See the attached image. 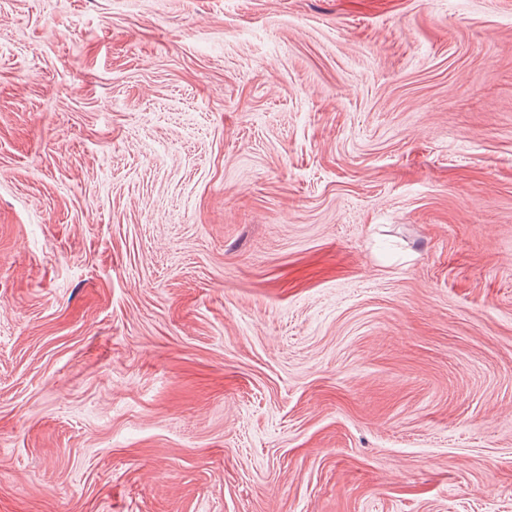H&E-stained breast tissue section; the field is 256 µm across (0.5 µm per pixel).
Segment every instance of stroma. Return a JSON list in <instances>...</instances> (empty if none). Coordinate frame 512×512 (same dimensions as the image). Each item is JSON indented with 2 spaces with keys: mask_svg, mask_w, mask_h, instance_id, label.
I'll use <instances>...</instances> for the list:
<instances>
[{
  "mask_svg": "<svg viewBox=\"0 0 512 512\" xmlns=\"http://www.w3.org/2000/svg\"><path fill=\"white\" fill-rule=\"evenodd\" d=\"M0 512H512V0H0Z\"/></svg>",
  "mask_w": 512,
  "mask_h": 512,
  "instance_id": "35a3bbf8",
  "label": "stroma"
}]
</instances>
